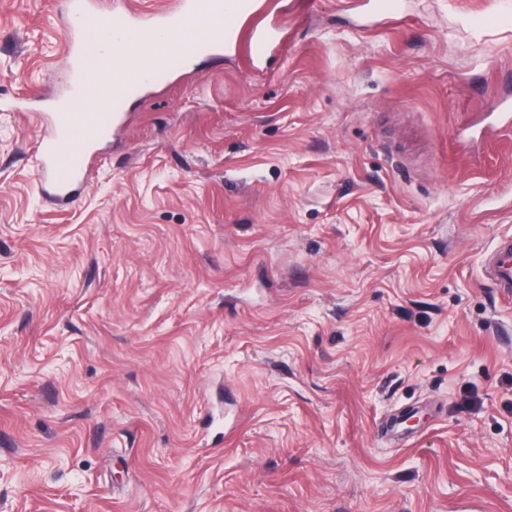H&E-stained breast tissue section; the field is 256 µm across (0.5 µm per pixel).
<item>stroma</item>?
Listing matches in <instances>:
<instances>
[{"instance_id":"1","label":"stroma","mask_w":512,"mask_h":512,"mask_svg":"<svg viewBox=\"0 0 512 512\" xmlns=\"http://www.w3.org/2000/svg\"><path fill=\"white\" fill-rule=\"evenodd\" d=\"M365 2L261 0L59 202L66 5L0 0V512H512V0ZM488 274L499 288H504L506 296L512 291V239L500 242L491 258Z\"/></svg>"}]
</instances>
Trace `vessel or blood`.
I'll list each match as a JSON object with an SVG mask.
<instances>
[{
	"label": "vessel or blood",
	"instance_id": "1",
	"mask_svg": "<svg viewBox=\"0 0 512 512\" xmlns=\"http://www.w3.org/2000/svg\"><path fill=\"white\" fill-rule=\"evenodd\" d=\"M260 10V0H175L162 10L115 16L101 11L94 0H68L73 23L65 36L74 60L70 86L84 109L49 115L51 131L39 145L45 192L66 199L84 183L95 147L121 124L124 101L143 91L146 78L175 72L187 58L241 42L252 59L271 53L278 31L256 24ZM114 29L123 32L129 48L102 54L91 35ZM488 274L498 287L512 291L511 238L500 242Z\"/></svg>",
	"mask_w": 512,
	"mask_h": 512
}]
</instances>
